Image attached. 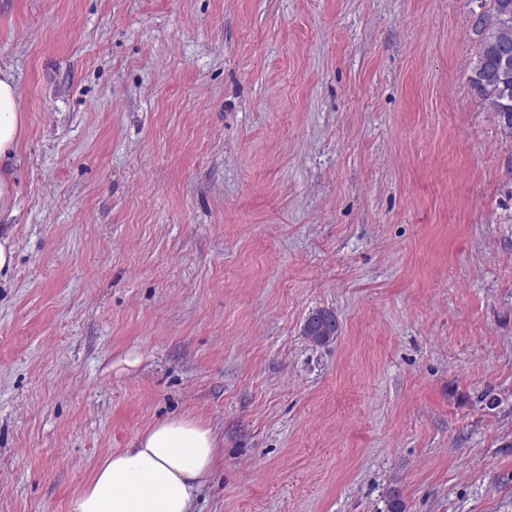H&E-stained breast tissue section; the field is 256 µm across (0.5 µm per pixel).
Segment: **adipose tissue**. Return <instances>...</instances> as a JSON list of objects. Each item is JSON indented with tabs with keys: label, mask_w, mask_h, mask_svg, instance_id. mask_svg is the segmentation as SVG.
<instances>
[{
	"label": "adipose tissue",
	"mask_w": 512,
	"mask_h": 512,
	"mask_svg": "<svg viewBox=\"0 0 512 512\" xmlns=\"http://www.w3.org/2000/svg\"><path fill=\"white\" fill-rule=\"evenodd\" d=\"M25 117L12 69L0 67V212L15 184L4 171L14 162ZM224 441L203 421L167 418L140 432L130 447L96 465L71 512H194L197 500L224 466Z\"/></svg>",
	"instance_id": "1"
}]
</instances>
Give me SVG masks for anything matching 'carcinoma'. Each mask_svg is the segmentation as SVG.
I'll return each instance as SVG.
<instances>
[{"label":"carcinoma","instance_id":"1","mask_svg":"<svg viewBox=\"0 0 512 512\" xmlns=\"http://www.w3.org/2000/svg\"><path fill=\"white\" fill-rule=\"evenodd\" d=\"M507 11L493 16L484 11L474 20L480 35L474 55L470 83L477 95L498 112L502 132L512 135V26H500L501 17H512V0H497Z\"/></svg>","mask_w":512,"mask_h":512}]
</instances>
